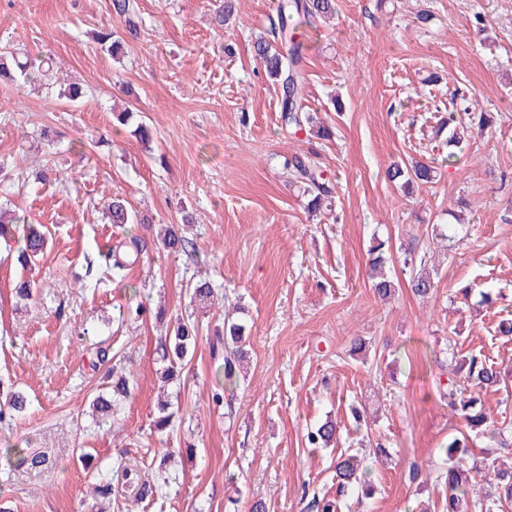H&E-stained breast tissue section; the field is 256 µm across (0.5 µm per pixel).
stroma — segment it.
<instances>
[{"instance_id": "1", "label": "stroma", "mask_w": 512, "mask_h": 512, "mask_svg": "<svg viewBox=\"0 0 512 512\" xmlns=\"http://www.w3.org/2000/svg\"><path fill=\"white\" fill-rule=\"evenodd\" d=\"M127 34L110 0H0V51L54 58L58 70L23 86L0 85V203L46 228L32 265L0 240V379L27 397L0 421V503L12 512H97L95 485L122 466L150 476L170 454L168 480L150 500L111 485L106 512H307L332 485L337 456L380 440L388 463L373 467L374 496L349 512H408L444 488L439 448L462 422L437 384L453 378L449 346L489 357L512 385V0H336V17L306 28L304 104L334 135L286 126L280 95L252 53L269 35L277 0H236L223 28L211 0H137ZM426 10L430 22H419ZM112 27L125 43L110 57L93 36ZM83 86L82 103L61 96ZM469 102L456 153L439 134L441 107ZM132 106L151 131L143 142L112 113ZM494 113L491 127L476 123ZM56 135L41 137L44 127ZM305 152L334 184V201L310 215L284 161ZM435 159L432 183L405 193L389 181L396 161ZM125 197L146 221L102 216ZM464 240L449 245L428 299L409 290L397 259L409 243L435 248L458 199ZM192 239L190 253L163 249L160 225ZM138 236L144 251L124 280L88 270L106 246ZM387 242L398 289L374 296L369 250ZM210 280L218 302L186 293ZM30 280L31 299L14 286ZM470 286V295L461 287ZM495 294L494 304L481 301ZM242 324L247 375L211 390L222 361L213 341L225 319ZM194 323L196 346L162 381L160 339ZM362 351H352L355 339ZM130 376L112 422L91 399L111 367ZM166 392L170 423L157 395ZM371 431H356L350 405ZM340 440L312 448L325 420ZM46 455L34 469L9 448ZM418 463L432 475L408 483ZM109 484V483H108Z\"/></svg>"}]
</instances>
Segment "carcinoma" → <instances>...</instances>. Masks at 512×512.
I'll return each mask as SVG.
<instances>
[{"label":"carcinoma","instance_id":"obj_1","mask_svg":"<svg viewBox=\"0 0 512 512\" xmlns=\"http://www.w3.org/2000/svg\"><path fill=\"white\" fill-rule=\"evenodd\" d=\"M112 9L126 30L133 33L138 28L139 6L136 0H112ZM336 13V0H278L277 26L272 29L271 37H259L252 44V52L257 61L264 66L266 74L278 87L281 112L284 123L298 131L317 132L329 137V129L318 117V113L309 112L302 106L307 88V70L304 55L302 26H315L321 19ZM31 80L28 66L17 62L15 67L0 62V82L25 84ZM288 178L299 183L307 196L308 210L315 212L331 205L334 186L324 176V171L312 157L294 155L286 161ZM434 167L426 161L411 163L396 162L388 170V177L401 181L400 187L411 189L419 184H427L434 179ZM107 218L111 224H130L133 222V209L119 197L112 198L108 205ZM21 216L0 206V238H12ZM161 242L171 252H188L194 244L178 234L175 228L167 225L162 229ZM45 234L34 224L26 225L17 250L18 262L25 264L44 249ZM425 257H416L410 251L405 255L404 266L408 270V286L413 295L425 299L436 286L434 277L423 272L417 264L424 263ZM133 261L129 255L113 252L112 265L108 273L114 278L124 280L126 271ZM374 293L381 300H388L396 292L395 282L381 276L372 283ZM190 299L199 303H208L214 296V288L207 281H197L189 286ZM243 326L232 324L224 327L223 364L216 371V385L212 401L220 403L223 395L220 387L236 379L241 361L247 351L243 346ZM197 330L183 323L177 327L174 336L164 346L162 358L169 362L168 372H174L188 356L196 344ZM451 361L455 364L459 381H448V385L439 386L441 398L448 407L464 422L467 433L448 438L441 452L446 457L448 467L439 478L444 480L446 488L443 512H507L512 506V466L508 468H480L470 461L468 448L473 439L494 440L503 429L497 427L492 414L484 407L481 396L492 391L499 392L506 387V379L494 364L481 354L461 355L449 348ZM92 407L98 415V422L112 418L116 411L115 399L97 394L92 399ZM307 443L314 447H328L337 441L336 424L327 421L307 430ZM336 498L315 497L309 504L313 512H341L339 498L349 494H359L369 499L372 496L371 475L368 468L362 466L358 453L340 455L334 467Z\"/></svg>","mask_w":512,"mask_h":512}]
</instances>
